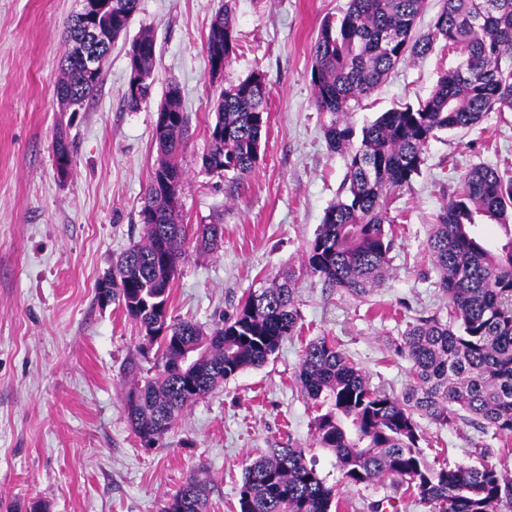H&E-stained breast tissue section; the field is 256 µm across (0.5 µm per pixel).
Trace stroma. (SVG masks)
I'll return each mask as SVG.
<instances>
[{
	"mask_svg": "<svg viewBox=\"0 0 512 512\" xmlns=\"http://www.w3.org/2000/svg\"><path fill=\"white\" fill-rule=\"evenodd\" d=\"M224 0H140L126 35L112 44L97 95L79 111L55 96L65 30L77 0H0V504L38 498L48 512H159L190 473L205 468L209 512H233L245 466L259 451L311 441L314 411L295 380L303 347L337 337L373 384L401 394L410 363L389 350L420 316L445 310L426 240L462 177L474 166L512 159V111L491 112L471 129L441 131L410 189L390 198L396 216L388 280L368 301L302 273L303 255L325 210L343 195L346 156L331 151L310 83L311 47L347 0H236V50L221 80L205 52ZM156 42L153 86L139 109L122 99L132 38ZM457 53L437 42L400 63L349 114L362 128L391 108L425 100ZM271 89L260 158L237 187L206 172L214 105L250 74ZM189 117L179 200L185 223L219 224L215 251L188 248L171 291L172 316L210 328L249 290L299 271L298 336L259 368L244 371L190 406L159 448L144 450L126 398L151 371L139 328L118 303L102 304L98 282L142 234L139 211L158 158L157 109L170 85ZM75 146L59 178L54 142ZM428 456L448 465L485 462L512 471V438L462 421L425 424ZM317 467L338 487L339 512H370L394 496V512H425L390 481L347 487L331 456Z\"/></svg>",
	"mask_w": 512,
	"mask_h": 512,
	"instance_id": "obj_1",
	"label": "stroma"
}]
</instances>
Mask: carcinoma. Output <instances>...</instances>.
Returning <instances> with one entry per match:
<instances>
[{
  "mask_svg": "<svg viewBox=\"0 0 512 512\" xmlns=\"http://www.w3.org/2000/svg\"><path fill=\"white\" fill-rule=\"evenodd\" d=\"M140 0H112L99 18L100 55L128 31ZM425 0H348L343 15L325 22L312 47L315 105L328 117L329 145L348 157L346 195L326 209L308 244L307 273L355 299H364L386 279L394 246L389 197L412 185L424 152L442 130H464L489 112L512 111V0H442L431 27L416 33ZM438 41L459 52L456 66L438 80L430 97L382 113L361 132L346 121L354 105L374 93L395 67L429 52ZM67 50L55 92L60 105L80 106L93 98L102 71L85 70L84 33L70 18ZM236 48L235 0H224L206 41L209 65L224 55L229 67ZM154 36L143 31L130 43V76L123 98L136 109L151 95ZM270 88L254 73L224 89L208 126L201 157L205 171L236 183L259 159L267 124ZM154 126L159 158L139 211L142 237L120 257L98 286L140 329L142 345L157 347L154 374L128 397L127 417L140 445L157 448L179 417L199 399L249 368L259 367L284 340L296 335L295 271L279 274L268 287L248 292L234 312L208 330L172 317V283L186 244L215 249L221 225L189 232L179 223L183 178L179 155L189 118L171 87ZM500 227L489 246L477 227ZM427 250L448 297L446 315L421 316L391 341L410 362V379L396 395L371 383L334 336L309 341L296 374L303 397L316 409L312 446L327 450L341 482L364 486L392 480L427 512H512V474L492 464L429 461L421 421L440 428L471 420L512 438V163L478 165L431 225ZM187 351L195 363L184 364ZM210 482L199 470L169 495L161 512H209ZM336 487L316 468L309 449L288 441L259 452L245 467L237 489V512H332Z\"/></svg>",
  "mask_w": 512,
  "mask_h": 512,
  "instance_id": "obj_1",
  "label": "carcinoma"
}]
</instances>
